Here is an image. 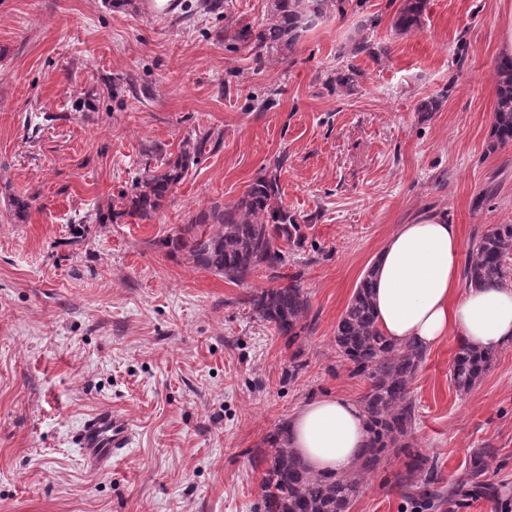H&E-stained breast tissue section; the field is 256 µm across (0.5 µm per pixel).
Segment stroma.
I'll use <instances>...</instances> for the list:
<instances>
[{"mask_svg":"<svg viewBox=\"0 0 512 512\" xmlns=\"http://www.w3.org/2000/svg\"><path fill=\"white\" fill-rule=\"evenodd\" d=\"M224 3L187 21L186 0H0V512H255L265 438L311 399L365 391L334 329L386 237L429 213L466 245L512 224V143L491 145L499 0H427L410 33L392 27L401 0H347L263 55L224 28L266 22L271 0ZM364 37L380 54H354ZM347 64L355 90L329 86ZM211 128L221 147L160 212L86 222ZM270 171L304 221L284 269L310 300L294 342L251 310L265 270L234 283L158 245ZM458 344L428 350L410 387L412 443L444 485L495 449L496 501L433 510L494 512L512 502V347L462 394ZM100 409L132 431L104 471L72 442ZM402 468L383 463L350 512H414Z\"/></svg>","mask_w":512,"mask_h":512,"instance_id":"stroma-1","label":"stroma"}]
</instances>
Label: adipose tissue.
Here are the masks:
<instances>
[{
	"instance_id": "obj_1",
	"label": "adipose tissue",
	"mask_w": 512,
	"mask_h": 512,
	"mask_svg": "<svg viewBox=\"0 0 512 512\" xmlns=\"http://www.w3.org/2000/svg\"><path fill=\"white\" fill-rule=\"evenodd\" d=\"M457 225L428 216L398 225L375 262L373 305L395 344L437 346L449 335L497 351L512 345V284L460 290ZM290 448L316 473L350 471L367 444V424L352 399L308 401L287 427Z\"/></svg>"
}]
</instances>
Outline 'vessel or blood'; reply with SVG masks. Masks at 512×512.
<instances>
[{"mask_svg":"<svg viewBox=\"0 0 512 512\" xmlns=\"http://www.w3.org/2000/svg\"><path fill=\"white\" fill-rule=\"evenodd\" d=\"M73 441L90 464L105 469L129 448L131 430L124 416L104 409L84 419Z\"/></svg>","mask_w":512,"mask_h":512,"instance_id":"obj_1","label":"vessel or blood"}]
</instances>
